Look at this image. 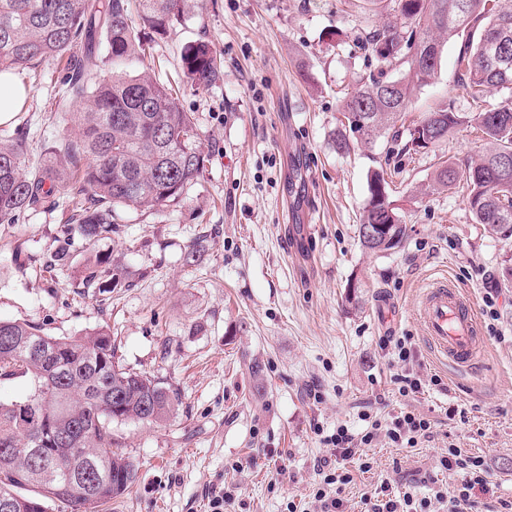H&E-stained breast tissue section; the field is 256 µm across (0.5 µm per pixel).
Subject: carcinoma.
<instances>
[{"label":"carcinoma","instance_id":"cac0c4a2","mask_svg":"<svg viewBox=\"0 0 512 512\" xmlns=\"http://www.w3.org/2000/svg\"><path fill=\"white\" fill-rule=\"evenodd\" d=\"M400 24L364 31L361 42L398 78L371 74L346 93L336 128V151L350 150L347 132L372 144L401 142L405 154L436 145L467 122L488 149L463 167L448 163L433 186L462 184L476 223L499 234L512 227V171L497 158L512 151V0H389ZM201 0H0V73L37 72L48 59H66L69 75L61 89L79 123L75 136L51 146L57 165L34 174L25 140H0V224L66 189L72 193L70 221L95 243L112 233L117 207H170L205 169L207 155L191 112L180 109L172 89L145 72L116 70L146 55L138 30L164 38L174 23ZM461 41L457 83L478 111L462 115L442 102L405 123L413 91L433 81L445 44ZM186 78L197 88L221 75L209 44L185 48ZM110 71L90 82L93 71ZM500 105L483 107L487 93ZM367 201L358 229L383 224L382 251L397 247L405 225L389 197L384 172L368 177ZM85 287L114 288L118 281L99 260L87 267ZM9 340H3V337ZM28 378L32 393L0 402V512H48L60 502L70 512H99L124 495L136 467L120 451L116 421L162 422L181 403L180 394L115 361L112 336L103 328L82 336H48L32 324L0 321V379Z\"/></svg>","mask_w":512,"mask_h":512}]
</instances>
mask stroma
Wrapping results in <instances>:
<instances>
[{"label":"stroma","mask_w":512,"mask_h":512,"mask_svg":"<svg viewBox=\"0 0 512 512\" xmlns=\"http://www.w3.org/2000/svg\"><path fill=\"white\" fill-rule=\"evenodd\" d=\"M397 20L394 11H370L367 0H203L132 65L171 84L202 133L208 161L181 204L117 209L111 236L92 246L70 223L63 194L0 224V320L56 337L106 328L120 364L181 395L165 421L113 423L137 477L104 512H211L219 490L232 495L224 512H288L292 504L318 512L314 466L330 453L320 436L340 424L361 432L369 409L415 411L432 433L413 448L378 437L369 471L349 460L353 480L339 493L346 512H365L384 481L420 496L435 481L455 485L456 475L438 466L450 446L483 456L498 495L512 499V239L476 223L461 188L431 187L439 163L477 160L484 141L466 124L412 156L384 140L364 146L355 133L349 153L332 141L342 92L380 69L360 36ZM198 42L220 57L222 78L194 90L180 58ZM458 49L445 46L408 119L443 100L471 111L457 84ZM64 75L54 58L17 73L28 98L0 124V138L24 137L31 169L46 165L55 139L78 130L61 99ZM374 170L385 171L406 226L400 247L377 254L356 231ZM290 200L312 216L301 256L288 236ZM64 244L71 262L51 266ZM92 255L120 287H83ZM442 276L468 289L477 311L488 293L498 296L496 330L485 333L471 369L440 360L423 337L421 291ZM393 336L412 337L407 364L392 361L385 342ZM406 368L423 385L404 397L393 377Z\"/></svg>","instance_id":"stroma-1"}]
</instances>
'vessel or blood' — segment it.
<instances>
[{
  "label": "vessel or blood",
  "instance_id": "b4317fda",
  "mask_svg": "<svg viewBox=\"0 0 512 512\" xmlns=\"http://www.w3.org/2000/svg\"><path fill=\"white\" fill-rule=\"evenodd\" d=\"M420 311L426 338L439 356L461 367L478 359L485 340L468 294L448 278L435 279L422 295Z\"/></svg>",
  "mask_w": 512,
  "mask_h": 512
}]
</instances>
